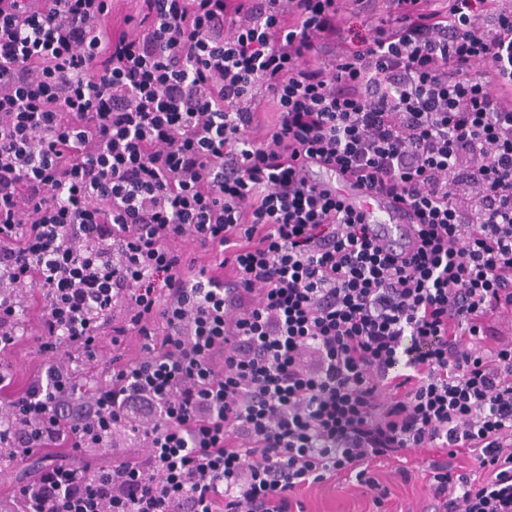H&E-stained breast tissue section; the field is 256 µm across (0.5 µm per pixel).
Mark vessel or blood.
Returning a JSON list of instances; mask_svg holds the SVG:
<instances>
[{"label": "vessel or blood", "instance_id": "obj_1", "mask_svg": "<svg viewBox=\"0 0 512 512\" xmlns=\"http://www.w3.org/2000/svg\"><path fill=\"white\" fill-rule=\"evenodd\" d=\"M327 188L335 190L344 204L352 208L363 209L370 223L380 226L388 237L406 242H416L418 228L407 213L389 197H366L363 188L355 181L338 175L329 176L325 181Z\"/></svg>", "mask_w": 512, "mask_h": 512}]
</instances>
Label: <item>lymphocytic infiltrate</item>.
Here are the masks:
<instances>
[{
    "label": "lymphocytic infiltrate",
    "instance_id": "lymphocytic-infiltrate-1",
    "mask_svg": "<svg viewBox=\"0 0 512 512\" xmlns=\"http://www.w3.org/2000/svg\"><path fill=\"white\" fill-rule=\"evenodd\" d=\"M342 2L112 31L113 0H0V356L34 295L44 359L0 456L51 451L25 512H305L352 478L380 507L392 458L430 512H512V0ZM328 174V179L323 184L336 190L345 206L354 209L361 207L367 214V220L377 226V230H383L389 238L415 243L418 240V228L413 224L407 213L387 196H377L365 199L363 188L353 180L342 178L338 174Z\"/></svg>",
    "mask_w": 512,
    "mask_h": 512
}]
</instances>
